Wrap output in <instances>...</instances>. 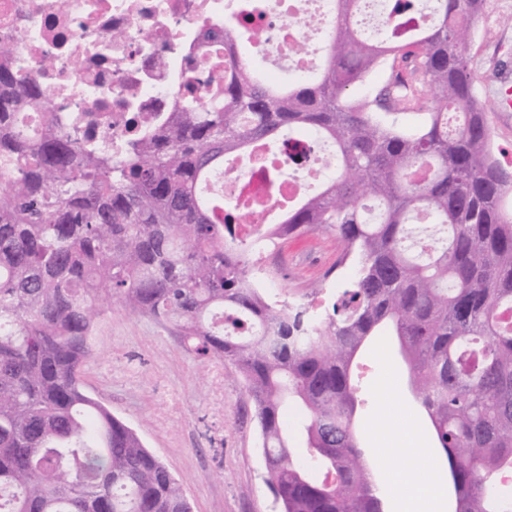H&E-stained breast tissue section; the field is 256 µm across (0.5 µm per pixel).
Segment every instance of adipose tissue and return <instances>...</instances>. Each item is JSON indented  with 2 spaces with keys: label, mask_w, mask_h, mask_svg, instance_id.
<instances>
[{
  "label": "adipose tissue",
  "mask_w": 512,
  "mask_h": 512,
  "mask_svg": "<svg viewBox=\"0 0 512 512\" xmlns=\"http://www.w3.org/2000/svg\"><path fill=\"white\" fill-rule=\"evenodd\" d=\"M400 385L393 372H386L381 388V408L393 413L402 426L403 444L400 448L401 462L396 466L385 467L382 476L393 495L397 498L400 512H443L444 503L437 480H427L417 491L406 489V477L416 470H429L430 455L418 436V425L414 418L397 409L394 398Z\"/></svg>",
  "instance_id": "obj_1"
}]
</instances>
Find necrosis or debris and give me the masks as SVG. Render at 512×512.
<instances>
[{"mask_svg": "<svg viewBox=\"0 0 512 512\" xmlns=\"http://www.w3.org/2000/svg\"><path fill=\"white\" fill-rule=\"evenodd\" d=\"M333 0H0V43L14 52L0 67L36 80L47 101L26 108L35 130L73 119L101 147L120 153L145 120L178 111L184 87H197L200 104L211 81L224 78V43L206 34L225 20L251 14L248 29L263 75H307L318 66L314 40L327 37ZM286 147H255L249 158L225 164L208 182L223 195L241 234L273 223L303 194L282 178L291 167Z\"/></svg>", "mask_w": 512, "mask_h": 512, "instance_id": "1", "label": "necrosis or debris"}]
</instances>
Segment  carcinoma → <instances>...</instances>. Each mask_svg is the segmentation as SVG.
Returning <instances> with one entry per match:
<instances>
[{
	"instance_id": "carcinoma-1",
	"label": "carcinoma",
	"mask_w": 512,
	"mask_h": 512,
	"mask_svg": "<svg viewBox=\"0 0 512 512\" xmlns=\"http://www.w3.org/2000/svg\"><path fill=\"white\" fill-rule=\"evenodd\" d=\"M485 0H432L375 40L363 0H335L320 72L286 87L232 57L207 108L192 91L125 153L55 123L30 136L38 84L0 69V512H184V495L133 428L88 396L99 302L182 329L202 362H230L255 403L281 512H383L354 429L356 360L392 337L426 415L455 512H512V186L490 147L463 47ZM389 64L372 98L349 90ZM424 112L415 129L394 117ZM306 129L336 176L257 242L199 185L224 159ZM323 228L356 262L324 314L271 303L248 279L265 244ZM306 412L305 448L286 400Z\"/></svg>"
}]
</instances>
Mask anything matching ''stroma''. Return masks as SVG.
Wrapping results in <instances>:
<instances>
[{
  "label": "stroma",
  "mask_w": 512,
  "mask_h": 512,
  "mask_svg": "<svg viewBox=\"0 0 512 512\" xmlns=\"http://www.w3.org/2000/svg\"><path fill=\"white\" fill-rule=\"evenodd\" d=\"M512 0H486L465 49L492 147L512 172ZM334 234L316 231L279 242L256 256L251 280L266 278L274 303L314 294L325 309L353 277L354 264L337 266ZM94 358L82 369L86 393L134 428L144 445L179 481L192 512H278L266 485L260 431L252 399L231 364L200 362L179 327L130 312L119 299L103 305ZM405 368L376 337L359 359L360 445L374 470L396 462L389 438L397 425L381 413L377 389L383 363Z\"/></svg>",
  "instance_id": "obj_1"
}]
</instances>
